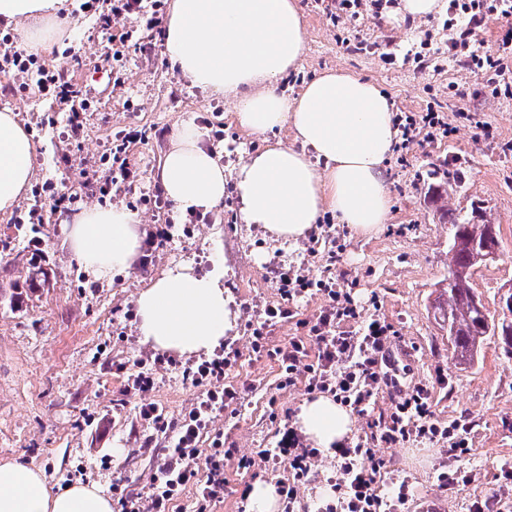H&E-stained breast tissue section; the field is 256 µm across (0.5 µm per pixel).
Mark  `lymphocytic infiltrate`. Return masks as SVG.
<instances>
[{"mask_svg":"<svg viewBox=\"0 0 512 512\" xmlns=\"http://www.w3.org/2000/svg\"><path fill=\"white\" fill-rule=\"evenodd\" d=\"M81 10L94 15L96 29L106 36L107 58L118 69L124 65L133 31L114 29V22L143 20L153 29L162 22V0H83ZM494 14L511 18L512 0H448L444 22L451 33L448 52L478 75L492 94L511 95L512 85L505 83L504 75L512 69V59L480 52L472 43L474 32ZM0 72L19 76L20 91L64 106L73 137H82L80 113L91 102L65 71L27 53L7 33L0 36ZM398 129L407 144L429 143L452 133L443 116L431 108L406 117ZM146 138V133L139 130L122 134L120 143L99 160L103 174L84 177L81 187L102 198L113 192L137 193L144 203L160 201V189L143 190L127 157L128 146ZM73 201L72 193L59 191L53 180H45L34 192L25 221L44 223L46 213L68 211ZM324 242L329 246L327 276L317 279L292 266L273 269L271 280L280 301L264 307L251 324V353L254 358L278 363L283 372L282 386L303 384L308 392L330 395L367 417L366 430L356 443H345L335 450L336 501L327 505L325 512H400L410 497L409 484L401 482L393 496L380 495L377 477L386 465L380 449L442 439L448 443L449 457L464 458L471 453V425L464 417L446 426L438 424L433 390L435 385L446 383L445 375H437L432 382H415L404 390H390L391 380L384 367L390 362L398 332L379 315L366 314L356 300L359 280L342 266L334 232H327ZM315 292L323 296L324 307L315 320H298L297 300ZM294 319L303 328V335L281 345L272 344L275 328ZM238 358V351L219 348L210 358L186 364L171 356L139 360L133 369L126 363H115V370L125 377L127 393L140 400L139 418L149 430L145 445L157 449L158 454L146 490L131 484L113 485L112 512H175L176 502L190 486L196 491V512H208L212 505L223 502L224 460L230 452L224 447V430L216 426L215 420L225 409L241 406L249 391L245 385L224 383L226 371L236 365ZM164 365L181 371L184 381L195 391L189 407L176 417L168 416L150 397L157 380L156 369ZM383 395L388 396L389 403L380 411L376 404ZM262 456L272 465H287L288 476L281 481L279 493L284 512H293L319 458L317 449L301 447L292 433L286 447L264 450Z\"/></svg>","mask_w":512,"mask_h":512,"instance_id":"1","label":"lymphocytic infiltrate"}]
</instances>
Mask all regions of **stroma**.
I'll list each match as a JSON object with an SVG mask.
<instances>
[{
  "mask_svg": "<svg viewBox=\"0 0 512 512\" xmlns=\"http://www.w3.org/2000/svg\"><path fill=\"white\" fill-rule=\"evenodd\" d=\"M297 2L306 49L297 67L277 83L278 93L296 98L314 77L342 69L376 83L402 111L442 107L455 128L450 137L412 143L387 156L391 209L377 235L360 237L338 224L342 264L360 279L358 300L365 303L378 295L379 316L399 333L394 374L400 385L444 373L448 385L433 391L438 421L446 425L464 413L472 423V451L460 461L449 458L440 442L382 449L387 467L379 490L388 494L393 482L408 480L411 498L405 512H471L480 500L492 501L493 512H512V481L501 474L502 464L512 461V353L495 336L471 364L453 365L448 334L434 310L448 275L446 212L483 215L500 226L498 257L478 268L472 279L488 310H496L501 286L512 282V151L504 148L512 143V96L481 92L478 76L445 54L423 69L401 62V55L419 47L425 36L447 43V32L438 26L445 12L411 20L387 8L376 19L365 2L355 20L338 22L330 15V0ZM68 7L70 33L38 54L46 64L69 71L73 83L96 90V101L83 114L81 141L69 139L64 115H56L54 126H41L37 102L15 92V79L0 73V112L14 113L36 143L34 184L50 177L59 190L73 189L81 163L110 151L118 134L132 126L148 134L147 141L129 147L147 188L157 185L170 137L184 124L223 130V142L211 149L230 184L250 153L268 143H292L287 126L264 134L242 129L232 100L211 96L134 46L127 53L124 84L114 85L96 66L103 52L100 36L77 12L75 0ZM69 46L80 51L83 66H73L65 56ZM388 49L398 62L381 60ZM461 108L474 115V122L457 119ZM32 198L25 193L11 215L0 217V292L5 295L0 301V462L41 468L54 491L78 470L85 472L86 484L104 493L119 480L147 484L155 451L143 445L138 399L125 392L113 364L131 365L152 355L139 336L137 318L127 311L151 279L188 266L199 275H220L234 297L236 327L224 342L240 358L224 382H246L253 391L237 413L223 412L216 423L224 430L225 447L254 457L255 464L240 470L235 460L225 461L224 500L211 512H248L245 488L276 484L287 475L283 469H267L258 452L287 443L288 430L309 397L300 384L281 388L276 362L250 359L248 322L280 299L269 280L271 267L301 265L319 276L322 256L311 253L309 239L272 241L260 226L226 215L220 207L210 211L208 222L186 225L185 215L167 200L160 209L174 216L172 241L158 248L149 264L135 263L99 279L70 250V215L36 229L19 224ZM35 237L40 240L36 246L31 243ZM38 265L49 271L48 281L40 285L27 278ZM152 397L175 416L189 405L193 392L179 371L162 370ZM107 454L112 465L105 470L101 459ZM457 468L471 471V482L450 491L439 487L438 473ZM316 470L295 512H316L335 499L333 454L323 452Z\"/></svg>",
  "mask_w": 512,
  "mask_h": 512,
  "instance_id": "obj_1",
  "label": "stroma"
}]
</instances>
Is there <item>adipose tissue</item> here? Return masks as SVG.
<instances>
[{
    "instance_id": "adipose-tissue-1",
    "label": "adipose tissue",
    "mask_w": 512,
    "mask_h": 512,
    "mask_svg": "<svg viewBox=\"0 0 512 512\" xmlns=\"http://www.w3.org/2000/svg\"><path fill=\"white\" fill-rule=\"evenodd\" d=\"M66 2L0 0V23L20 26L29 47L38 48L66 33ZM165 44L172 73L236 99L240 127L263 133L287 124L295 132V145L266 146L239 169L245 223L283 241L306 236L328 210L361 236L386 223L391 202L383 162L397 135L388 96L342 71L317 76L292 100L276 91L278 78L305 50L296 0H171ZM203 137L192 125L176 129L161 163L162 191L183 212L212 210L226 194L224 167ZM34 153V140L14 113L1 112V215L29 186ZM138 223L123 207L84 209L71 219L72 252L95 277H109L137 255ZM230 303L217 277L171 270L138 295L139 331L157 350L207 352L234 326ZM295 423L326 450L354 428L349 411L323 396L305 400ZM0 512H112V502L88 485L50 491L39 468L7 461L0 464Z\"/></svg>"
}]
</instances>
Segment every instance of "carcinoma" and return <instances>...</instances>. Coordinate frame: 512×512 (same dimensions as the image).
<instances>
[{
  "instance_id": "carcinoma-1",
  "label": "carcinoma",
  "mask_w": 512,
  "mask_h": 512,
  "mask_svg": "<svg viewBox=\"0 0 512 512\" xmlns=\"http://www.w3.org/2000/svg\"><path fill=\"white\" fill-rule=\"evenodd\" d=\"M451 244L448 267L469 270L463 278L455 280L442 291L443 322L448 327V343L452 359L456 365H466L477 355L485 337L496 335V326L486 320V316L474 305L475 291L470 285L475 268L486 261L475 260L470 244L480 245L490 237L498 234L499 225L487 219L477 223L449 217Z\"/></svg>"
}]
</instances>
